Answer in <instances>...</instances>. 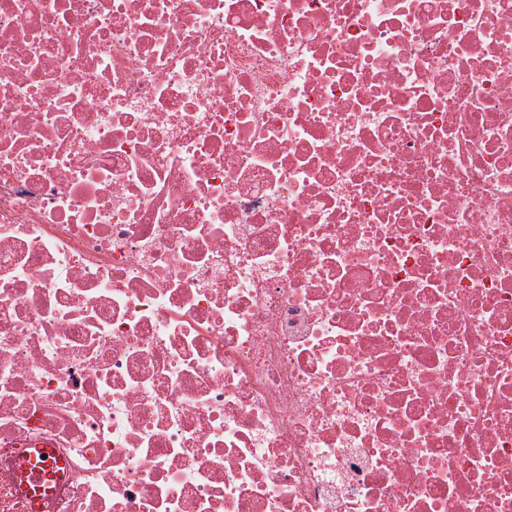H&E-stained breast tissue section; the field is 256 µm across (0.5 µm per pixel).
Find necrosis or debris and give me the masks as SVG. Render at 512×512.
Segmentation results:
<instances>
[{
  "label": "necrosis or debris",
  "instance_id": "necrosis-or-debris-1",
  "mask_svg": "<svg viewBox=\"0 0 512 512\" xmlns=\"http://www.w3.org/2000/svg\"><path fill=\"white\" fill-rule=\"evenodd\" d=\"M512 512V0H0V512ZM41 459L45 460L44 469H34L30 463H33L36 459L34 453H30L27 456H23L20 459V467L18 470V477L22 479L23 487L22 490L28 496V500L35 506L44 496L45 487L50 483H45L48 477L51 475V468L54 467L52 459L49 458L50 453L48 451H42L37 449ZM47 455L46 458H42V455ZM27 478L30 482L27 481Z\"/></svg>",
  "mask_w": 512,
  "mask_h": 512
}]
</instances>
